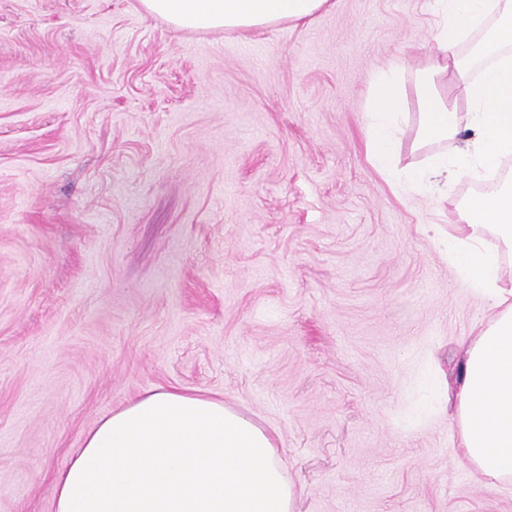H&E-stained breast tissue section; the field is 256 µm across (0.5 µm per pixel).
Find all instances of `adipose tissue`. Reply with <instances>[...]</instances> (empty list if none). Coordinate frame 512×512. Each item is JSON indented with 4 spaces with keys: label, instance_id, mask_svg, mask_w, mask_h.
Wrapping results in <instances>:
<instances>
[{
    "label": "adipose tissue",
    "instance_id": "1",
    "mask_svg": "<svg viewBox=\"0 0 512 512\" xmlns=\"http://www.w3.org/2000/svg\"><path fill=\"white\" fill-rule=\"evenodd\" d=\"M174 30L246 33L304 25L335 0H140ZM444 24L416 84L414 148L464 136L466 146L409 175L429 190L451 178L498 169L512 155V0H435ZM406 116L397 69L370 84L367 155L390 182ZM448 253L462 279L493 312L442 392L468 464L489 484L512 479V176L457 210ZM55 512H297L275 438L223 401L159 387L103 416L54 480Z\"/></svg>",
    "mask_w": 512,
    "mask_h": 512
}]
</instances>
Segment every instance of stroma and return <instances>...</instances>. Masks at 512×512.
I'll return each instance as SVG.
<instances>
[{"label": "stroma", "instance_id": "1", "mask_svg": "<svg viewBox=\"0 0 512 512\" xmlns=\"http://www.w3.org/2000/svg\"><path fill=\"white\" fill-rule=\"evenodd\" d=\"M433 0L177 32L139 0H0V512L159 386L278 441L299 512H512L463 462L437 374L490 314L442 244L476 193L395 190L366 150L395 65L413 148Z\"/></svg>", "mask_w": 512, "mask_h": 512}]
</instances>
